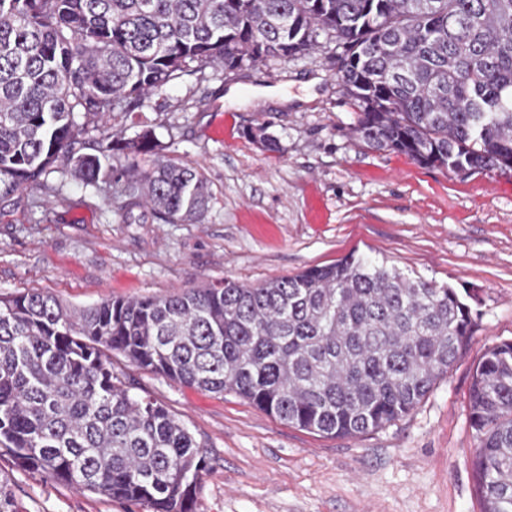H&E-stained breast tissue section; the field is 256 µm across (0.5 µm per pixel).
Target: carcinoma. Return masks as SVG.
<instances>
[{
  "label": "carcinoma",
  "instance_id": "carcinoma-1",
  "mask_svg": "<svg viewBox=\"0 0 512 512\" xmlns=\"http://www.w3.org/2000/svg\"><path fill=\"white\" fill-rule=\"evenodd\" d=\"M322 32L344 45L338 81L367 147L458 173L512 168V0H0V201L58 173L111 181L129 218L145 203L167 223L201 222L206 179L161 155L153 128L104 131L83 153L87 123L208 66L308 56ZM473 326L456 289L353 254L256 286L226 278L82 310L1 296L0 447L146 512H193L203 445L130 393L112 353L346 437L411 413ZM469 406L483 512H512V341L486 351Z\"/></svg>",
  "mask_w": 512,
  "mask_h": 512
}]
</instances>
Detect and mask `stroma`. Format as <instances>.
Masks as SVG:
<instances>
[{
  "mask_svg": "<svg viewBox=\"0 0 512 512\" xmlns=\"http://www.w3.org/2000/svg\"><path fill=\"white\" fill-rule=\"evenodd\" d=\"M334 38L310 56L173 80L108 124L153 126L165 153L194 164L211 199L201 223L135 209L110 182L51 174L0 205V296L41 290L85 309L229 278L296 275L356 253L468 289L475 330L448 374L406 417L358 436L289 426L231 393L189 388L113 355L131 394L151 396L204 446L193 512H482L470 425L473 373L512 341V170L454 173L368 148L336 78ZM265 129L266 148L249 137ZM14 512H144L18 468L0 448Z\"/></svg>",
  "mask_w": 512,
  "mask_h": 512,
  "instance_id": "obj_1",
  "label": "stroma"
}]
</instances>
